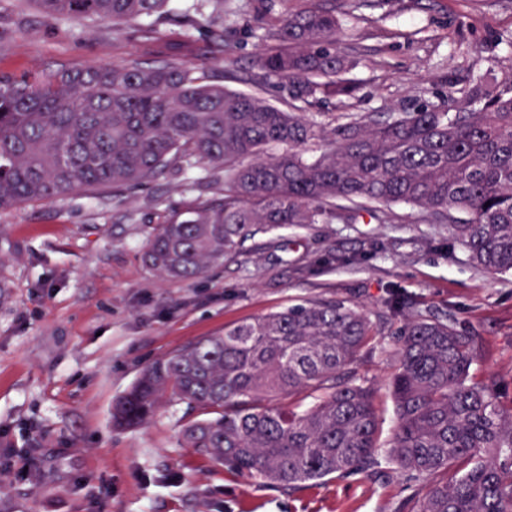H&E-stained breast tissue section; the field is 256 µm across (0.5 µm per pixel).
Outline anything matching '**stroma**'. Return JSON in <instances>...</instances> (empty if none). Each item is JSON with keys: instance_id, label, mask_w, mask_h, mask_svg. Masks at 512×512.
<instances>
[{"instance_id": "1", "label": "stroma", "mask_w": 512, "mask_h": 512, "mask_svg": "<svg viewBox=\"0 0 512 512\" xmlns=\"http://www.w3.org/2000/svg\"><path fill=\"white\" fill-rule=\"evenodd\" d=\"M306 0H226L233 61H199L212 83L252 92L265 29ZM359 91L353 112H389L420 99L446 104L473 70L512 76V51L492 34L512 29V0H322ZM126 23L46 16L0 0V72L129 63ZM209 170L167 173L147 186L79 190L0 211V512H402L425 480L380 463L371 475L288 490L248 480L184 447L185 405L120 429L115 400L152 361L224 327L312 300L342 298L379 322L399 285L481 338L471 367L512 407V273L491 275L448 245V227L397 203L393 222L307 224L257 232L223 266L195 281L163 280L144 262L165 217L220 196ZM387 334L359 360L385 388Z\"/></svg>"}]
</instances>
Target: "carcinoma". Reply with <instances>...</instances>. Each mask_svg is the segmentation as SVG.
Listing matches in <instances>:
<instances>
[{"label": "carcinoma", "instance_id": "1", "mask_svg": "<svg viewBox=\"0 0 512 512\" xmlns=\"http://www.w3.org/2000/svg\"><path fill=\"white\" fill-rule=\"evenodd\" d=\"M34 2L49 16L155 20L132 31L143 62L0 72V211L217 165L224 197L167 217L147 239L145 262L162 278L204 276L261 226L352 223L363 213L385 223L393 216L382 206L392 203L448 222L482 270L512 272V80L473 71L444 109L422 101L403 112H333L321 124L305 107L343 105L358 90L344 78L352 61L338 49L336 18L321 8L285 13L253 61L284 94L285 111L174 62L226 51L222 9L162 31L169 0ZM383 305L396 358V424L385 444L380 393L358 371L379 331L337 298L226 327L155 360L114 403L113 423L143 426L182 403L195 413L185 447L251 480L290 489L369 475L382 454L397 473L448 475L412 512H512V408L470 374L479 337L398 292ZM300 395L314 399L303 411L278 403Z\"/></svg>", "mask_w": 512, "mask_h": 512}]
</instances>
